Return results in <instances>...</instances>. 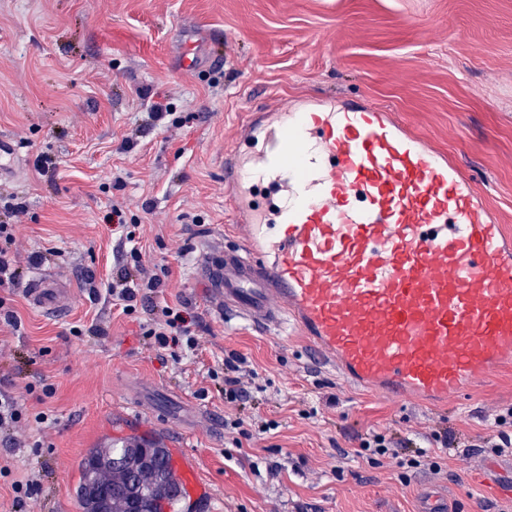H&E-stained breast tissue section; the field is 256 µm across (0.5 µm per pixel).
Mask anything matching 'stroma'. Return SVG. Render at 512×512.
Instances as JSON below:
<instances>
[{"label":"stroma","instance_id":"35a3bbf8","mask_svg":"<svg viewBox=\"0 0 512 512\" xmlns=\"http://www.w3.org/2000/svg\"><path fill=\"white\" fill-rule=\"evenodd\" d=\"M185 40L201 46L190 70ZM325 96L389 109L512 226V0H0V139L20 146L0 192L25 208L24 273L0 287L18 319L0 326V393L49 423L42 448L0 441V458L37 475L29 512H81L80 456L134 436L195 466L202 491L182 512H420L433 495L447 512H512V454L477 445L512 436V372L443 409L399 404L210 305L203 250L237 242L227 151L273 99ZM157 103L180 125L153 124ZM118 202L123 228L107 220ZM129 233L167 274L158 303L193 320L197 355L157 351L149 307L125 315L106 295ZM41 270L69 284L66 310L29 301ZM232 353L260 388L242 409L209 377ZM45 384L52 397L28 394ZM445 428L471 451L439 453L435 471L361 446L378 432L436 450Z\"/></svg>","mask_w":512,"mask_h":512}]
</instances>
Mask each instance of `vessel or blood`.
Segmentation results:
<instances>
[{
    "label": "vessel or blood",
    "mask_w": 512,
    "mask_h": 512,
    "mask_svg": "<svg viewBox=\"0 0 512 512\" xmlns=\"http://www.w3.org/2000/svg\"><path fill=\"white\" fill-rule=\"evenodd\" d=\"M224 190L245 244L199 268L217 311L299 333L388 399L457 400L512 362V234L446 157L367 103L274 104ZM28 293L59 296L47 275Z\"/></svg>",
    "instance_id": "obj_1"
}]
</instances>
